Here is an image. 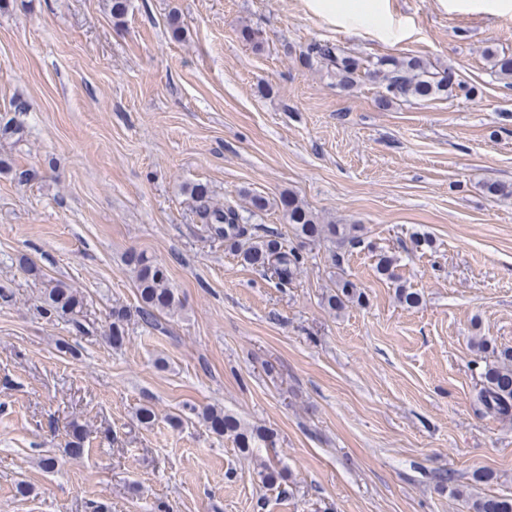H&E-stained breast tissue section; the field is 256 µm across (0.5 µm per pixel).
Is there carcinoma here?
<instances>
[{
    "label": "carcinoma",
    "mask_w": 512,
    "mask_h": 512,
    "mask_svg": "<svg viewBox=\"0 0 512 512\" xmlns=\"http://www.w3.org/2000/svg\"><path fill=\"white\" fill-rule=\"evenodd\" d=\"M307 57L316 60L327 68L336 69V76L346 84H352L366 75L369 78L380 77L385 85V93L380 103L387 106L396 100L408 101L430 99L448 88L451 76L431 72L426 64L417 58L380 57L372 67L361 68L359 62L345 55L337 45L316 42L307 48ZM491 68L502 79L512 85V56L489 52L487 55ZM195 203L194 214L213 239L221 240L229 251L233 252L246 265L270 274L276 285L286 287L294 282L306 262L302 246H293L273 234L245 237V223L258 212L267 210L270 202L261 195H253L249 200V215H243L238 208L221 205L213 201L207 187L197 184L189 189ZM283 215L292 224L296 237L314 242L330 240L341 245L358 244L357 236L351 234L353 227L346 224H326L315 212L310 210L295 195H283L279 201ZM135 274L136 289L140 305L137 316L147 324H154L162 312L181 306V301L172 286L168 267L157 260L142 254L130 257ZM334 289L327 295V304L334 310L345 308L346 304L363 303L364 292L355 283L336 273ZM81 306L80 296L62 281L53 283L47 291L43 311L49 316H67ZM130 312L123 307L112 309V323L109 336L112 344L123 342L125 323ZM479 399L487 412L503 417H512V349H504L494 363L484 366L479 373ZM198 417L214 433L227 435L233 439L239 453L250 454L251 449L262 445L273 447L277 441L274 432L260 427H249L241 420L221 408L210 407L198 414ZM473 512H512V497H483L473 503Z\"/></svg>",
    "instance_id": "cac0c4a2"
}]
</instances>
